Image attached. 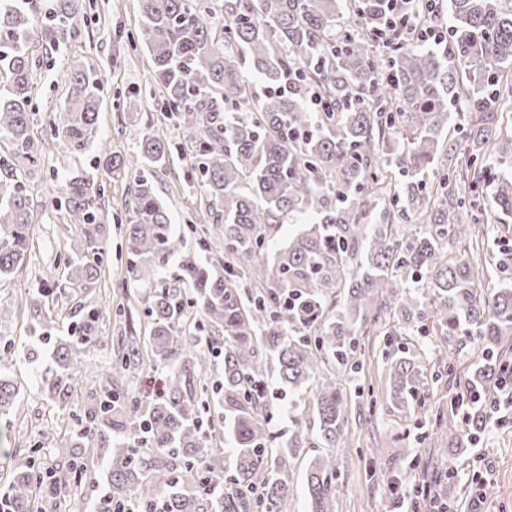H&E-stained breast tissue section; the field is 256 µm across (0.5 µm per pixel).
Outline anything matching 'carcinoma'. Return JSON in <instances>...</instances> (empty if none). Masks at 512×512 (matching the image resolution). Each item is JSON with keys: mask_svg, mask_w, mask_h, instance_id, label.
Instances as JSON below:
<instances>
[{"mask_svg": "<svg viewBox=\"0 0 512 512\" xmlns=\"http://www.w3.org/2000/svg\"><path fill=\"white\" fill-rule=\"evenodd\" d=\"M34 0H0V138L21 148V161H41L30 136L37 77L31 48L56 50L79 32L80 0H55L39 20ZM141 42L150 62L156 106L185 119L193 132L191 171L206 211L224 241V260L182 256L168 208L152 181L137 175L124 206L126 284L143 288L149 338L100 334L102 310L82 298L100 279L106 259L98 219L105 187L94 178L66 179L63 190L82 236L70 243L64 283L28 301L31 335L55 340L52 365L37 374L49 404L71 407L87 375L96 388L83 399L82 428L52 449L69 459L74 483L45 481L36 460L17 465L11 512H45L42 504L83 486L90 467L106 471L112 503L150 512H285L293 449L309 445L296 430L273 444L265 378L311 403L315 440L334 448L348 425V394L336 368H362L358 333L377 328L381 311L432 320L440 335L479 338L482 365L468 390L492 397L501 367L512 361V288L478 292L481 273L468 250L448 255V240L471 229L466 196L488 195L499 223L512 220V173L500 172L499 110L512 107V84L500 69L512 62V10L502 0H448L453 25L435 46L394 47L387 64L372 36L388 35L386 0H139ZM355 13L365 34L343 24ZM70 100L52 136L65 154L83 153L98 134L100 80L74 66L64 74ZM269 95L261 98L255 82ZM317 93L326 111L305 105ZM462 103L475 122L459 144L449 136L448 104ZM171 155L157 133L128 157L105 154L112 172L162 168ZM32 204L13 172L0 178V278L33 245ZM425 212V232L409 237L396 219ZM299 215L312 222L270 252V243ZM177 271L170 272L174 260ZM248 280L256 293H241ZM77 302L69 323L47 307L56 293ZM210 328V335L201 332ZM382 358L389 404L411 413L425 406L424 367L386 332ZM112 344V363L92 369L80 355ZM224 365L214 397L207 376ZM154 373L159 392L127 387ZM17 381L0 374V416L13 409ZM222 407L220 423L202 429L199 409ZM484 407L470 406L461 443L482 427ZM235 450L226 473L223 444ZM310 512H329L336 469L329 456L309 463Z\"/></svg>", "mask_w": 512, "mask_h": 512, "instance_id": "carcinoma-1", "label": "carcinoma"}]
</instances>
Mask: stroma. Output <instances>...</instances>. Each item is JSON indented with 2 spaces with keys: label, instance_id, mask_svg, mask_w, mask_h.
<instances>
[{
  "label": "stroma",
  "instance_id": "35a3bbf8",
  "mask_svg": "<svg viewBox=\"0 0 512 512\" xmlns=\"http://www.w3.org/2000/svg\"><path fill=\"white\" fill-rule=\"evenodd\" d=\"M84 19L79 33L61 43L56 51L37 50V86L34 90L33 139L44 159L38 168L20 166L17 151L9 140H0V163L20 168L33 203L35 247L29 251L14 274L0 281V301L17 305L18 310L5 329L14 338L16 363L11 374L21 384V395L10 419L0 420V497L9 493L12 462L24 458L27 448L41 444L43 454L36 460L41 470L60 472L62 459L52 449L63 431L59 420L77 426L80 405L57 413L48 406L35 382L34 365L25 357L28 340L26 319L20 306L39 290L52 287L64 277L63 255L83 227L71 223L63 198L62 175L93 174L102 181L108 203L100 215L108 234L104 239L108 259L102 268L99 288L109 290V299H98L104 322L101 333L143 331V311H126L120 284L125 263L120 259L124 228L119 216L122 199L134 175L114 174L104 166L103 147L134 155L142 133L152 130L163 134L173 145L166 167L148 169L159 197L170 210L173 223L185 235V252L200 256V241L215 243L207 231V212L201 201V188L188 175L187 133L180 117L155 110L146 101L126 103L132 90L146 85L150 60L145 50H133L130 36L139 34L141 20L138 0H82ZM81 65L93 69L101 80L99 112L100 140L80 156L60 153L49 135V125L57 119L67 97L64 73ZM196 232H189V225ZM389 326L407 344L411 355L425 366L429 393L423 410L403 414L386 401L371 402L370 395L387 386L381 359L383 337L365 336L361 342L369 349L365 365L359 371L344 370L339 380L351 392L348 414L349 438L331 449L336 465V496L331 512H391L396 495L412 496L415 485L437 481L445 498L458 512H468L471 494L482 489L487 512H512V422L489 423L473 442L449 444L447 429L461 423L453 401L464 390L481 362L478 341H450L440 334H425L420 319L395 317ZM484 486H477L479 476Z\"/></svg>",
  "mask_w": 512,
  "mask_h": 512
}]
</instances>
